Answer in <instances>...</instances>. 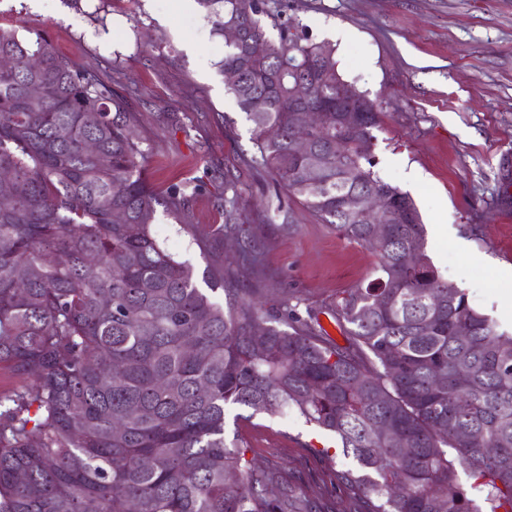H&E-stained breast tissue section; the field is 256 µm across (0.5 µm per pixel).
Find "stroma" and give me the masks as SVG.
Instances as JSON below:
<instances>
[{"label": "stroma", "mask_w": 512, "mask_h": 512, "mask_svg": "<svg viewBox=\"0 0 512 512\" xmlns=\"http://www.w3.org/2000/svg\"><path fill=\"white\" fill-rule=\"evenodd\" d=\"M276 22L295 21L309 40L331 43L343 79L380 113L372 154L380 176L414 200L426 255L470 304L512 332L503 296L512 294V202L494 201L512 163V0H266ZM0 26L46 31L76 68L111 83L134 116L148 153L146 175L159 197L191 178L201 184L180 216L157 205L152 229L202 274L211 255L235 264L243 241L260 253L240 285L258 289L265 309L298 301L338 345L347 339L331 315L343 290L367 283L377 261L340 238L300 200L276 198L271 175L250 161L252 125L219 72L224 41L196 0H0ZM247 207L245 238L226 235L224 177ZM468 241L459 252L455 238ZM239 432L248 456L285 469L333 512L354 504L334 473L352 467L334 433L297 414L258 415Z\"/></svg>", "instance_id": "35a3bbf8"}]
</instances>
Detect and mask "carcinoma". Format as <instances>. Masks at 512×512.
I'll return each instance as SVG.
<instances>
[{"mask_svg":"<svg viewBox=\"0 0 512 512\" xmlns=\"http://www.w3.org/2000/svg\"><path fill=\"white\" fill-rule=\"evenodd\" d=\"M197 3L216 36L231 26L248 36L219 67L239 74L229 93L252 123L254 162L377 255L370 281L332 306L348 345L269 314L239 287L253 254L234 269L213 257L198 287L152 230L159 199L123 98L59 55L46 31L0 27V58L14 61L0 68V173L12 178L0 203V370L17 378L0 391V512H331L246 459L226 432L230 405L251 410L237 421L291 410L335 433L357 464L336 471V485L359 512H512V334L427 262L414 202L369 154L379 112L363 113L355 135L324 113L300 152L294 108L334 105L347 86L320 78L330 45L300 43L292 21L272 39L264 0ZM189 190L199 187L169 188L171 213ZM224 192L232 233L241 192L233 181ZM370 192L388 199L377 241L345 207ZM219 289L222 304L210 296Z\"/></svg>","mask_w":512,"mask_h":512,"instance_id":"obj_1","label":"carcinoma"}]
</instances>
